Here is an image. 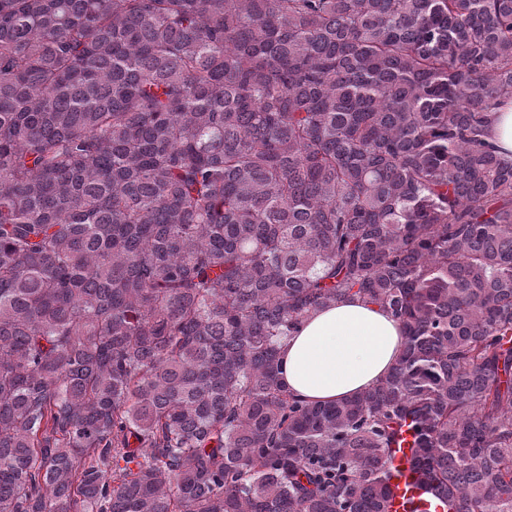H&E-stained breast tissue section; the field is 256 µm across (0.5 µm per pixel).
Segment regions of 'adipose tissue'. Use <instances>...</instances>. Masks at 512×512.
Here are the masks:
<instances>
[{
    "mask_svg": "<svg viewBox=\"0 0 512 512\" xmlns=\"http://www.w3.org/2000/svg\"><path fill=\"white\" fill-rule=\"evenodd\" d=\"M403 343L393 318L375 305L349 298L312 313L296 335L283 340V376L301 400H339L377 384Z\"/></svg>",
    "mask_w": 512,
    "mask_h": 512,
    "instance_id": "adipose-tissue-1",
    "label": "adipose tissue"
}]
</instances>
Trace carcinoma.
Returning <instances> with one entry per match:
<instances>
[{"label":"carcinoma","mask_w":512,"mask_h":512,"mask_svg":"<svg viewBox=\"0 0 512 512\" xmlns=\"http://www.w3.org/2000/svg\"><path fill=\"white\" fill-rule=\"evenodd\" d=\"M512 0H0V512H512ZM359 296L401 356L293 397ZM494 115L490 141L502 152L512 153V104L499 108ZM403 343L393 318L375 305L349 298L312 313L295 336L283 340V376L301 400H339L377 384ZM412 450L408 445L394 448L391 459V474L394 487L392 508L389 512H450L436 504V499H427L426 491L416 485L410 471Z\"/></svg>","instance_id":"1"}]
</instances>
